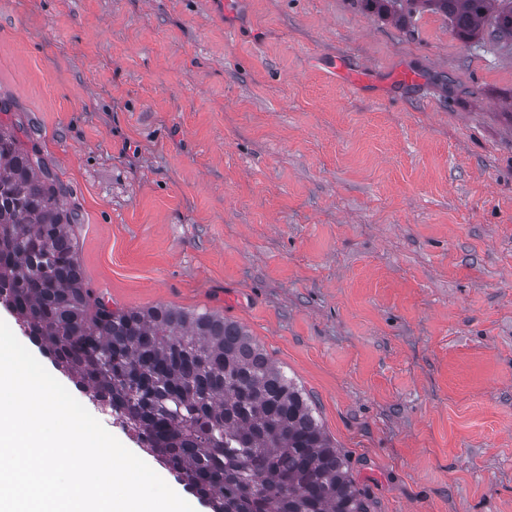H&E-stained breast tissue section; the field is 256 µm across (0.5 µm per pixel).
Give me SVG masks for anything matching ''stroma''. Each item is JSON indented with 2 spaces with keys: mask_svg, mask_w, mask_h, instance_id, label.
Wrapping results in <instances>:
<instances>
[{
  "mask_svg": "<svg viewBox=\"0 0 512 512\" xmlns=\"http://www.w3.org/2000/svg\"><path fill=\"white\" fill-rule=\"evenodd\" d=\"M0 100L94 293L245 326L367 512H512V48L361 0H0Z\"/></svg>",
  "mask_w": 512,
  "mask_h": 512,
  "instance_id": "obj_1",
  "label": "stroma"
}]
</instances>
